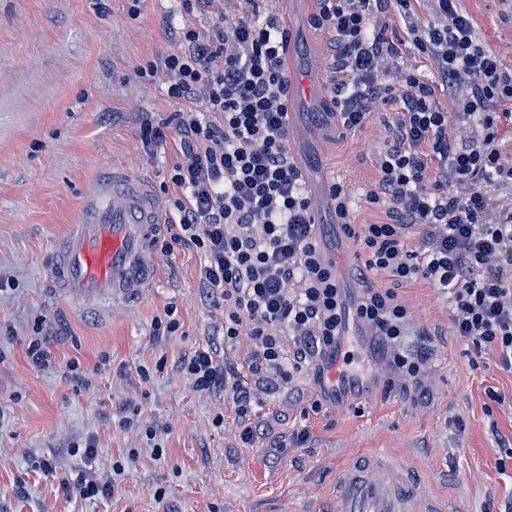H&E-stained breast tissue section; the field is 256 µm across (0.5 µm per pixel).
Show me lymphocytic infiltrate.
<instances>
[{
  "mask_svg": "<svg viewBox=\"0 0 512 512\" xmlns=\"http://www.w3.org/2000/svg\"><path fill=\"white\" fill-rule=\"evenodd\" d=\"M316 26L328 34V90L351 130L383 118L378 180L367 204L386 210L378 224L347 221L350 189L330 186L342 235L353 241L357 294L344 288L312 200L290 154L288 34L260 0H224L206 27L169 33L177 53L138 74L163 78L175 110L142 120L145 150L178 140L179 189L167 226L175 244L203 256L205 299L224 307V341L248 337L245 370L256 386L228 380L213 346L195 350L184 369L200 392L220 391L238 417L242 443L269 434L253 411L259 392L290 383L308 369L325 385L341 369L363 387L368 355L387 359L403 393L422 385L429 352L403 351L408 311L396 286L424 280L450 292L452 333L497 353L512 373V69L481 42L458 0H317ZM400 22L431 77L404 64L387 32ZM453 108H444L441 97ZM468 129L467 138L457 136ZM417 230L411 245L409 230ZM386 284H376V276Z\"/></svg>",
  "mask_w": 512,
  "mask_h": 512,
  "instance_id": "lymphocytic-infiltrate-1",
  "label": "lymphocytic infiltrate"
}]
</instances>
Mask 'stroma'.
I'll list each match as a JSON object with an SVG mask.
<instances>
[{"mask_svg": "<svg viewBox=\"0 0 512 512\" xmlns=\"http://www.w3.org/2000/svg\"><path fill=\"white\" fill-rule=\"evenodd\" d=\"M488 49L512 67V0H460ZM0 0V512H311L330 498L336 467L370 448L406 456L429 494L451 498L457 512H505L512 500V374L496 354H476L450 334L448 291L417 280L397 288L409 311L404 344L429 347L427 397L410 403L385 394L393 371L371 361L367 398L324 400L300 373L267 399L282 414L273 432L243 445L223 397L196 391L181 371L197 347L223 339L224 310L200 298V254L152 245L161 281L126 317L106 327L73 318L49 298L45 264L76 213L82 187L116 164L166 182L181 159L177 142L154 153L138 138L146 114L174 107L161 81L137 70L177 49L168 25H207L208 17L174 0ZM316 0H296L288 67L307 69L326 86L325 33ZM329 95L296 115V161L322 215L323 232L346 287H355L354 243L339 238L327 188L351 185L355 224L384 221L363 202L377 181L382 122L337 128ZM175 308L180 328L158 336L153 321ZM46 341L49 367L29 347ZM78 365L84 381L70 377ZM501 391L504 402L487 389ZM319 413H312L314 402ZM135 423L120 426L116 409ZM155 441H147L146 429ZM307 431L299 443L295 435ZM91 443L95 456L72 455ZM135 458H128L129 449ZM125 470L113 475L112 465ZM86 468L113 482L107 498H63L59 483ZM29 494L16 497L18 483Z\"/></svg>", "mask_w": 512, "mask_h": 512, "instance_id": "35a3bbf8", "label": "stroma"}]
</instances>
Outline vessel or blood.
I'll return each instance as SVG.
<instances>
[{"instance_id":"vessel-or-blood-1","label":"vessel or blood","mask_w":512,"mask_h":512,"mask_svg":"<svg viewBox=\"0 0 512 512\" xmlns=\"http://www.w3.org/2000/svg\"><path fill=\"white\" fill-rule=\"evenodd\" d=\"M166 212L150 175L115 166L85 184L78 211L49 260L52 291L68 314L102 326L140 301L157 281L152 241ZM331 512L455 508L422 491L405 460L378 451L338 470Z\"/></svg>"}]
</instances>
